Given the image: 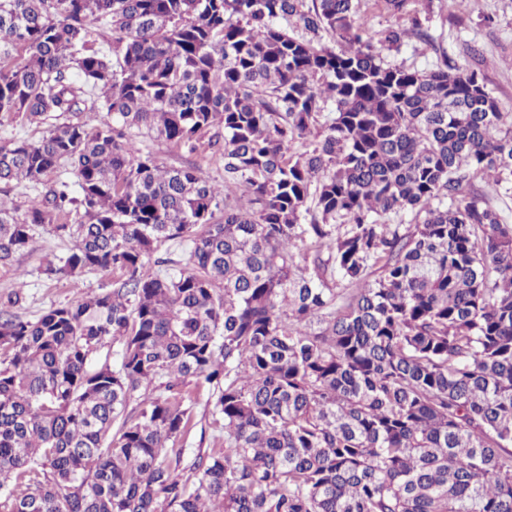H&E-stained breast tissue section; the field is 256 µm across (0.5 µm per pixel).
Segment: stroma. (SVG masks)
<instances>
[{
	"mask_svg": "<svg viewBox=\"0 0 512 512\" xmlns=\"http://www.w3.org/2000/svg\"><path fill=\"white\" fill-rule=\"evenodd\" d=\"M426 5L428 26L448 55V63L466 70L477 68L500 105L512 109V0H419ZM217 129L203 133L202 145L190 153L171 145L157 146L161 162L179 167L196 163L202 175L213 183L224 180V165L214 154L210 142ZM74 246L73 238L60 234L54 225L39 224L32 231L29 247L18 253L12 266L0 267V300L19 292L17 315L33 320L50 307L74 303L86 295L111 290L112 276L90 271L70 281L48 279L47 261H59ZM207 387L193 391V427L181 441L185 461L211 452L219 434L211 414Z\"/></svg>",
	"mask_w": 512,
	"mask_h": 512,
	"instance_id": "obj_1",
	"label": "stroma"
}]
</instances>
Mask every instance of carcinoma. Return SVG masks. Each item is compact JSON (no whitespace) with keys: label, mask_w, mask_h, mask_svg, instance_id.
Listing matches in <instances>:
<instances>
[{"label":"carcinoma","mask_w":512,"mask_h":512,"mask_svg":"<svg viewBox=\"0 0 512 512\" xmlns=\"http://www.w3.org/2000/svg\"><path fill=\"white\" fill-rule=\"evenodd\" d=\"M411 2L373 36L357 0H0V114L112 116L0 144V184L75 178L0 198V266L75 211L44 273L113 274L0 302V512H512V224L471 196H512V111L387 63L435 44ZM214 126L220 185L145 145ZM192 384L224 438L186 477ZM59 174H51L45 178L44 184L39 186L38 189H33L30 186L21 185H10L9 188H5L4 185H0V190H8L7 193L1 192L3 198L13 202L18 209V214L23 215L28 207L31 205L33 200H41L43 195L49 189L50 186L58 179Z\"/></svg>","instance_id":"cac0c4a2"}]
</instances>
